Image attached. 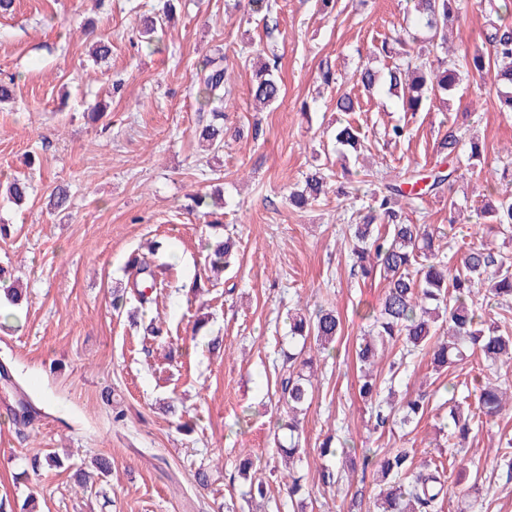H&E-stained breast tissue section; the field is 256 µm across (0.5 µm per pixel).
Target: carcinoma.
<instances>
[{"label":"carcinoma","instance_id":"1","mask_svg":"<svg viewBox=\"0 0 512 512\" xmlns=\"http://www.w3.org/2000/svg\"><path fill=\"white\" fill-rule=\"evenodd\" d=\"M413 3L403 23L381 41L379 51L394 59L392 65L384 72L369 65L356 71V81L363 91L374 94L384 88L399 99L402 111L414 114L430 109L435 100L447 107L448 93L463 77L472 74L483 78L494 69L499 112L506 117L512 115V25L500 18H488L482 47L459 59L448 54L447 32L466 13V0ZM171 10L168 2L161 12L142 19L147 46H152L157 34L163 32ZM224 61V52L218 50L202 61L194 76L199 135L213 153L224 148L221 107L230 93ZM276 71L275 59L265 60L256 71L251 89L255 108H266L280 99L282 85ZM335 141L344 163L350 155L358 157L367 150L364 137L349 123L336 127ZM484 151L477 137L450 126L438 142L437 154L442 165L465 156L471 173L478 175ZM329 181L328 174L315 169L301 187L290 192V203L301 208L319 200L326 194ZM456 181L457 169H439L431 175L427 188L435 195H448L451 224L466 220L452 194ZM417 183L416 174L411 173L401 184L388 183L372 192L359 222L348 225L347 242L354 266L364 278L379 270L386 281L379 310L367 316L371 323L356 347L357 361L364 367L360 393L374 403V429L384 431L397 423L405 426L423 416L424 398L418 395L398 408L385 407L376 400L379 385L373 378V368L385 352H394L391 372L404 365L407 358L426 350L432 353L437 371L464 364L479 353L485 382L476 403L457 401L456 385L447 388L454 402L449 412L452 428L448 431V446L463 448L474 427L489 423L512 403V380L507 371L512 366V253L507 248L512 241V193L498 192L493 202H482L471 210L502 239V245L487 239L465 242L453 263L445 246L439 244L443 238L439 230L429 224H407L402 219L399 199L412 202L419 198ZM30 190L28 180L17 177L6 184L4 193L20 204L29 197ZM377 224L385 225V231L376 229ZM207 251L211 269L225 270L231 264L233 242L229 238L210 241ZM128 265L133 269L132 284L112 291V308L116 311L127 304L128 291L146 304L160 287L146 257H136ZM479 294L498 305L501 313L497 320L490 323L484 319L483 304L476 299ZM288 326L290 339L300 340L304 346L314 342L319 354L330 350L342 333L339 315L323 307L312 312H288ZM283 364L288 366V373L281 378L278 403L285 408V417L278 429L288 430V447L279 451L291 459L304 452L300 415L313 398L317 359L311 355L304 358L300 351L290 352L283 354ZM0 379L19 393L15 421L28 423L40 414L35 403L20 392L5 363L0 364ZM363 463L374 467L378 486L374 512H437L447 482L444 463L418 462L407 448H394L379 459L366 455ZM58 464L51 453L35 457L30 462L29 477L37 481L44 469ZM284 485L292 501L305 488L303 476L291 469L284 476Z\"/></svg>","mask_w":512,"mask_h":512}]
</instances>
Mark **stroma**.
Listing matches in <instances>:
<instances>
[{
    "instance_id": "obj_1",
    "label": "stroma",
    "mask_w": 512,
    "mask_h": 512,
    "mask_svg": "<svg viewBox=\"0 0 512 512\" xmlns=\"http://www.w3.org/2000/svg\"><path fill=\"white\" fill-rule=\"evenodd\" d=\"M265 2L279 21L271 31L247 0H177L154 52L142 42L139 17L156 0H18L13 14L0 17V80L14 82L12 99L0 103V180L25 175L33 184L23 204L0 197V224L11 229L0 239V268L29 292L20 310L0 292V360L19 384H0V499L17 505L33 495L36 512H213L219 502L234 512H292L285 486L269 474L279 462L274 430L282 414L274 363L288 346V312L324 306L340 316L343 331L334 357L318 369L303 418L297 468L309 489L306 512H373L377 488L362 470L367 448L443 458L450 478L441 512H461L473 498L486 501L488 512H512V472L495 456L499 440L512 438V409L475 430L457 454L442 428L447 386H475L470 365L438 372L419 354L393 376L381 363V388L400 398L425 394L427 411L417 425L372 433L355 349L385 281L354 272L344 239L372 190L435 166L451 123L485 143L482 176L460 168L456 193L506 189L499 176L512 167V118L500 113L494 86L477 78H464L447 107L413 115L401 112L396 97L364 95L354 73L363 64L384 68L375 49L402 23L406 0H338L330 11L316 0ZM488 11L487 0H468L448 34L456 56L481 47ZM95 37L111 42L108 59L90 56ZM267 47L280 57L283 92L270 110L256 112L253 63ZM218 49L235 98L224 110V150L215 155L195 135L193 76ZM325 64L339 78L328 89L318 80ZM340 93L361 99L360 111L346 118L371 144L355 164L371 177L348 195L331 191L294 209L288 192L307 173L340 167L333 140L344 118L335 110ZM98 103L107 112L90 120ZM395 124L406 125L407 135L391 143L385 133ZM218 183L222 202L206 213L193 208L192 194ZM59 186L69 204L48 209ZM213 212L236 241V263L215 287L203 252ZM403 217L449 238L483 233L474 217L449 225L447 199L431 194ZM134 255L148 257L170 282L149 310L165 320L166 343L112 309V291L126 285ZM199 320L206 323L200 331ZM215 338L221 350H209ZM20 390L41 409L29 426L12 420ZM167 402L175 414L163 411ZM183 419L189 430H179ZM331 434L351 445L336 456L343 473L336 491L316 479L320 446ZM50 451L66 466L31 487L23 470ZM244 452L268 482L265 508L250 502L237 471ZM97 458L108 459L112 473L97 494L82 493L72 470ZM201 468L211 472L205 489L194 479Z\"/></svg>"
}]
</instances>
